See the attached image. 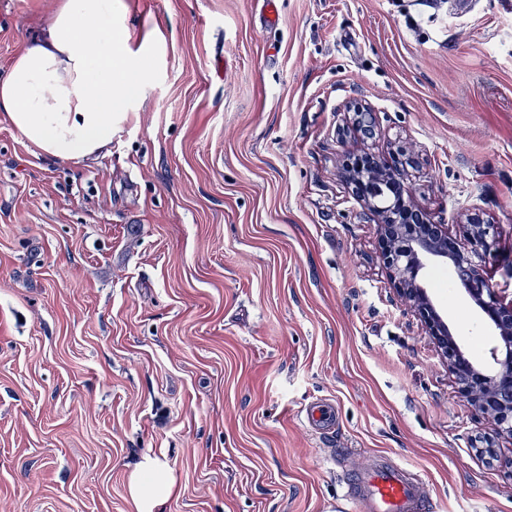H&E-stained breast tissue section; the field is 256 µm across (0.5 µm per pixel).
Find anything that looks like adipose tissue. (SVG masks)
Returning <instances> with one entry per match:
<instances>
[{
  "label": "adipose tissue",
  "mask_w": 512,
  "mask_h": 512,
  "mask_svg": "<svg viewBox=\"0 0 512 512\" xmlns=\"http://www.w3.org/2000/svg\"><path fill=\"white\" fill-rule=\"evenodd\" d=\"M113 2L59 0L0 76V112L45 156L76 162L107 151L114 121L139 95L146 72L125 52ZM174 488L157 457H145L128 479L134 512H156Z\"/></svg>",
  "instance_id": "adipose-tissue-1"
}]
</instances>
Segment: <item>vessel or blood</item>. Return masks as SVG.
<instances>
[{"label": "vessel or blood", "mask_w": 512, "mask_h": 512, "mask_svg": "<svg viewBox=\"0 0 512 512\" xmlns=\"http://www.w3.org/2000/svg\"><path fill=\"white\" fill-rule=\"evenodd\" d=\"M310 426L327 430L334 419L332 404L321 400L306 409ZM345 497L358 512H433L426 483L412 469L387 457L374 458L368 468L351 474Z\"/></svg>", "instance_id": "b4317fda"}]
</instances>
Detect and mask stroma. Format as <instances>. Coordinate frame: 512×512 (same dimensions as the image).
Wrapping results in <instances>:
<instances>
[{"label": "stroma", "instance_id": "1", "mask_svg": "<svg viewBox=\"0 0 512 512\" xmlns=\"http://www.w3.org/2000/svg\"><path fill=\"white\" fill-rule=\"evenodd\" d=\"M56 5L0 0V74ZM277 6L270 27L262 0H120L149 77L104 155L48 158L0 114V512H132L146 455L176 480L159 512H349L345 475L380 455L437 512H512V440L460 397L340 174L406 147L420 209L494 224L512 298V0ZM305 416L308 423L314 430L324 432L332 425L335 410L332 404L325 400H320L310 408L306 409Z\"/></svg>", "mask_w": 512, "mask_h": 512}]
</instances>
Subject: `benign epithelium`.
I'll return each mask as SVG.
<instances>
[{"label": "benign epithelium", "mask_w": 512, "mask_h": 512, "mask_svg": "<svg viewBox=\"0 0 512 512\" xmlns=\"http://www.w3.org/2000/svg\"><path fill=\"white\" fill-rule=\"evenodd\" d=\"M341 174L356 202L378 224L382 261L395 291L421 317L460 394L475 413L491 420L494 436L512 440V402L499 398L500 392L512 391V300L505 302L496 294L482 266V261L496 256L490 225L477 214L470 216L464 225L465 248L444 225L416 206L405 190L397 162L361 152L344 160ZM430 261L466 269L461 289L496 336L490 351L493 366L472 360L437 310L421 282V273Z\"/></svg>", "instance_id": "benign-epithelium-1"}]
</instances>
